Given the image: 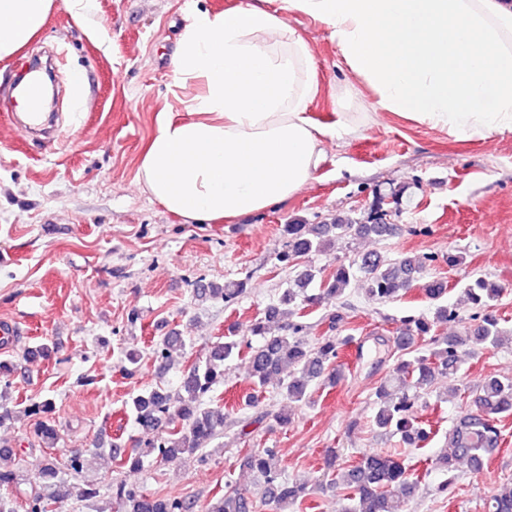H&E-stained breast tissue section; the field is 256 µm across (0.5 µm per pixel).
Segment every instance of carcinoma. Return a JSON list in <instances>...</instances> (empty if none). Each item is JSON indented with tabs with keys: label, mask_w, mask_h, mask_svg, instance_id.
Returning a JSON list of instances; mask_svg holds the SVG:
<instances>
[{
	"label": "carcinoma",
	"mask_w": 512,
	"mask_h": 512,
	"mask_svg": "<svg viewBox=\"0 0 512 512\" xmlns=\"http://www.w3.org/2000/svg\"><path fill=\"white\" fill-rule=\"evenodd\" d=\"M400 224H387L380 217L370 224H358L348 217H337L330 224H285V249L278 261L297 265L316 252H323L337 239L347 236L390 238L401 234ZM438 256L431 253H410L398 259L387 260L378 254H362L347 263H340L321 281L318 294L307 293L314 281L312 271L302 272L278 302L269 306L262 317L255 320L251 331L262 341L253 346L236 339L233 327H228L224 341L213 344L205 360L194 364L174 391L162 387L146 389L131 398V409L138 425L146 433L158 432L156 438L115 454L119 466L137 469L144 458L156 455L162 461H176L205 452V446L224 434V408L204 404L203 397L214 385L224 380V361L234 352L247 348L252 384L265 387L276 379L279 394L288 404L307 402L313 388L336 379V363L342 348L352 341L350 336H324L315 345L305 340L306 325L301 321L302 311L325 297H339L351 281L361 280L366 296L374 301H394L410 289L417 288L436 303L430 316H407L400 320L402 334L417 337L429 347V355L415 356L411 346L400 347L394 368V379L409 380L402 388L386 381L375 391L374 416L376 428L386 434H395L414 448H422L430 440L431 428L418 416L421 396L418 389L431 384L437 377L450 379L457 375L460 347L464 339L442 337L438 327L449 322H460L457 308L441 303L447 285L427 277L428 270ZM200 295L210 293L231 303L244 293V282L230 281L224 287L208 286L197 290ZM474 317L480 319L472 338L486 349H498L512 343V327L501 325L496 302L502 287L485 277H472L463 288ZM178 336H167L156 349L157 357L169 360L171 350L183 347ZM14 364L0 360V399L11 391ZM53 402L50 399L33 402L27 413L35 417L33 434L43 444H56L58 435L50 417ZM512 416V378L491 376L473 392L472 408L448 429L450 452L436 459V467L448 475L441 483V492L451 490L460 466L476 471L488 463L501 443L500 423ZM243 466L257 474L268 488L269 500L275 512H290L299 499L306 495V486L289 484L279 479L278 459L271 449L251 451L243 458ZM347 505L344 512H402V503L413 497L417 481L411 479L400 458L377 453L360 458L341 474ZM20 458L9 449L0 448V488L17 489L21 485ZM112 501L125 512H186L185 503L175 497L157 498L128 487L122 481L108 489ZM73 486L61 476V468L50 458L40 472L38 487L24 498L25 512H61L71 498ZM249 503L237 490L224 493L210 504L207 512H248ZM488 512H512V486L504 485L491 495Z\"/></svg>",
	"instance_id": "obj_1"
}]
</instances>
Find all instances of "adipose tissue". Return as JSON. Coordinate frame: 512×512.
I'll return each instance as SVG.
<instances>
[{
	"instance_id": "obj_1",
	"label": "adipose tissue",
	"mask_w": 512,
	"mask_h": 512,
	"mask_svg": "<svg viewBox=\"0 0 512 512\" xmlns=\"http://www.w3.org/2000/svg\"><path fill=\"white\" fill-rule=\"evenodd\" d=\"M54 0H0V61L38 36ZM305 16L329 31L373 107L469 138L512 134V0H246L199 11L173 56V97L185 117L160 113L138 168L168 211L216 222L288 200L313 179L320 139L350 135L355 116L317 125Z\"/></svg>"
}]
</instances>
